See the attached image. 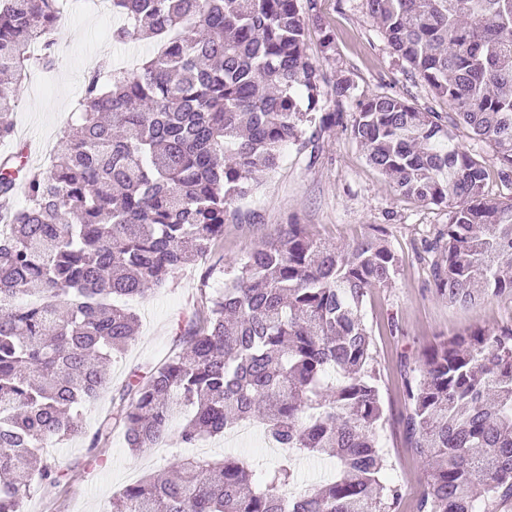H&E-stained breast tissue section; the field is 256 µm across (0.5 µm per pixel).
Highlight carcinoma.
<instances>
[{
  "label": "carcinoma",
  "mask_w": 512,
  "mask_h": 512,
  "mask_svg": "<svg viewBox=\"0 0 512 512\" xmlns=\"http://www.w3.org/2000/svg\"><path fill=\"white\" fill-rule=\"evenodd\" d=\"M402 71L449 111L396 96L356 101L351 132L404 198L448 209L426 250L435 294L459 308L512 293V200L486 191L463 128L495 149L512 186V0H362ZM317 0H112V42H150L132 70L103 59L85 77L57 154L43 169L0 157V512H24L65 476L44 449L84 435L79 410L107 387L106 365L134 341L120 302L164 286L224 238L237 202L276 169L304 127L342 122L352 97L326 86L308 53ZM58 0H0V76L55 66ZM335 108H330V105ZM0 95V139L14 134ZM25 203L13 204L16 192ZM399 259L383 227L345 246L284 224L223 265L150 375L112 398L99 438L185 448L257 423L265 440L335 459L301 484L286 461L176 457L126 486L109 512H398L380 480L384 421L362 310ZM410 446L426 466L418 512H499L512 501V323L438 340L406 379Z\"/></svg>",
  "instance_id": "1"
}]
</instances>
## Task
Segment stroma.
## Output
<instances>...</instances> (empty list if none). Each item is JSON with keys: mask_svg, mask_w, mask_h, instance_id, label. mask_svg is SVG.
I'll return each mask as SVG.
<instances>
[{"mask_svg": "<svg viewBox=\"0 0 512 512\" xmlns=\"http://www.w3.org/2000/svg\"><path fill=\"white\" fill-rule=\"evenodd\" d=\"M320 25H308L309 53L327 83L346 77L357 98L392 95L408 99L420 110L446 111L423 84L412 82L397 67L376 21L362 9V0H317ZM111 18L98 11L97 0H71V9L55 34L58 59L55 70L32 71L16 85L14 135L0 141V155L24 144L28 166L45 161L58 149L64 126L82 89L83 80L102 59L119 67H133L146 52L142 42L113 45ZM330 31L336 49L320 51L322 31ZM344 122L329 130L309 128L307 149L289 146L280 166L260 177L256 192L242 201V211L252 213L249 222L228 223L216 256L230 260L244 251L275 238L281 225H306L310 234L337 243H349L368 225L379 224L399 258L388 287L376 289L363 313L371 329L375 366L380 373L385 421L379 431L386 466L382 479L402 488L399 512H417L425 486V467L410 448L402 416L406 376L419 365L423 351L439 337L477 326L495 328L512 320V296L462 309L438 298L431 288L433 254L424 250L426 239L448 222L443 207L424 206L403 198L392 181L373 170L351 135L355 100L343 102ZM206 261L187 264L172 274L163 288L129 301L139 319L135 340L114 357L109 384L99 399L81 411L86 434L52 448L50 454L65 471L60 485L32 492L24 512H103L113 495L124 486L166 470L179 445L158 448L148 454L130 453L121 428L96 437L99 419L112 408V397L129 381L149 376L152 368L176 347L180 329L200 304L201 293L222 287V274H207ZM397 333H390L389 323ZM95 460H88V452Z\"/></svg>", "mask_w": 512, "mask_h": 512, "instance_id": "obj_1", "label": "stroma"}]
</instances>
